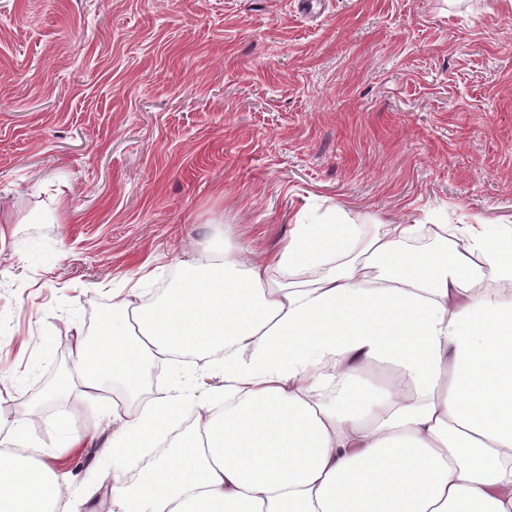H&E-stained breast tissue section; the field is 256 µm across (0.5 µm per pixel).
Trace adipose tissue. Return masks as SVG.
<instances>
[{
  "label": "adipose tissue",
  "mask_w": 512,
  "mask_h": 512,
  "mask_svg": "<svg viewBox=\"0 0 512 512\" xmlns=\"http://www.w3.org/2000/svg\"><path fill=\"white\" fill-rule=\"evenodd\" d=\"M422 231L330 209L256 261L202 249L154 300L119 289L52 390L114 384L136 405L112 435V512H512V230L454 224L464 249L420 253ZM181 351L223 352V407L144 398L147 365ZM376 364L392 377L360 385ZM66 486L0 456V512H50Z\"/></svg>",
  "instance_id": "obj_1"
}]
</instances>
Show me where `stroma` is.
<instances>
[{
	"mask_svg": "<svg viewBox=\"0 0 512 512\" xmlns=\"http://www.w3.org/2000/svg\"><path fill=\"white\" fill-rule=\"evenodd\" d=\"M333 207L512 226V0H0V414L110 512L126 404L46 399L112 293L228 237L276 250ZM181 383L224 386L186 363ZM84 438L70 447L71 437Z\"/></svg>",
	"mask_w": 512,
	"mask_h": 512,
	"instance_id": "1",
	"label": "stroma"
}]
</instances>
